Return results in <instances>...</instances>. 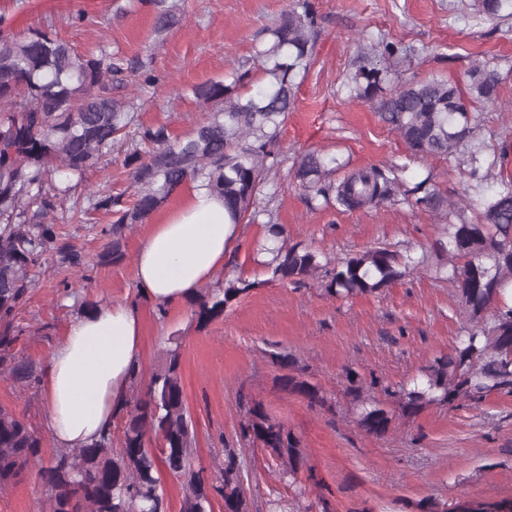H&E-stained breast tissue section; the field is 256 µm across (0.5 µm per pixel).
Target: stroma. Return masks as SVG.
Listing matches in <instances>:
<instances>
[{
	"label": "stroma",
	"instance_id": "35a3bbf8",
	"mask_svg": "<svg viewBox=\"0 0 512 512\" xmlns=\"http://www.w3.org/2000/svg\"><path fill=\"white\" fill-rule=\"evenodd\" d=\"M13 2L0 0V14L7 15L13 33L51 22L78 51L94 49L105 36L127 57L152 58L160 83L145 99L140 118L183 137L208 116L190 89L209 80L232 82L259 32L279 19L290 0H184L185 22L161 37L153 32L147 6L118 16V0H26L22 10ZM311 2L319 25L314 63L282 128V163L271 176L275 193L269 206L290 241L333 256L381 244L430 248L439 222L429 213L402 201L356 212L312 205L292 177L293 160L303 151L321 149L354 168L404 163L407 186L430 173L447 196L480 198L492 181L471 179L453 158L411 155L374 108L350 99L348 84L362 47L380 38L403 57L391 78L394 88L429 77L463 88L472 61H481L505 76L495 105L469 104L478 117L476 136L485 155H497L512 145V15L487 20L477 0ZM79 9L88 22L69 25L68 14ZM111 222L110 214L93 211L83 223L62 225L82 265L69 264L53 250L45 255L12 331L14 352L31 360L37 372L45 371L68 323L86 303L134 302L144 322L143 373L162 363L170 340L181 344L184 398L197 437L195 466L216 477L228 448L251 460L253 512H265L268 499L288 496L289 490L268 468L263 450L239 438L243 395L262 401L301 437L322 480L320 493L336 512H355L365 504L382 512H413V503L431 494L512 499V396L493 395L480 406L454 411L432 408L375 439L353 423L343 393L346 369L398 382L453 346L462 314L447 282L412 271L379 297L343 303L312 285L268 283L250 259L263 227L248 224L231 252L239 272L255 287L222 317L201 325L190 303L168 308L162 317L140 301L133 261L145 227L138 224L127 232L122 241L126 257L115 263L106 257L112 249ZM285 354L294 358V372L323 387L336 404L334 413L312 409L302 397L280 390L278 358ZM0 405L31 424L44 454L53 452L40 387L26 388L0 374ZM40 497L35 471H24L0 491V512H38Z\"/></svg>",
	"mask_w": 512,
	"mask_h": 512
}]
</instances>
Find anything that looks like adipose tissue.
<instances>
[{"label":"adipose tissue","instance_id":"adipose-tissue-1","mask_svg":"<svg viewBox=\"0 0 512 512\" xmlns=\"http://www.w3.org/2000/svg\"><path fill=\"white\" fill-rule=\"evenodd\" d=\"M240 231L222 197L202 181L185 183L179 202L148 225L137 249L134 281L142 300L169 307L193 299L223 269ZM143 352L137 305L96 304L71 320L43 380V420L54 448L90 445L111 426Z\"/></svg>","mask_w":512,"mask_h":512}]
</instances>
